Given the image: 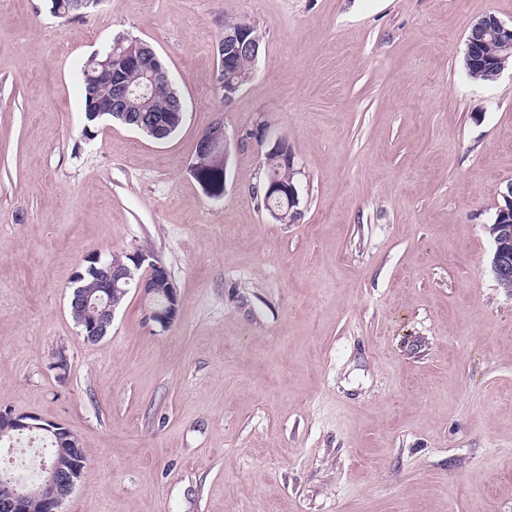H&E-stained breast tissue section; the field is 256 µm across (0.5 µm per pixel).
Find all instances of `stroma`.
<instances>
[{
    "mask_svg": "<svg viewBox=\"0 0 512 512\" xmlns=\"http://www.w3.org/2000/svg\"><path fill=\"white\" fill-rule=\"evenodd\" d=\"M512 0H100L79 19L0 0V409L62 424L87 467L62 512H512V294L489 233L512 180V65L465 66ZM263 36L224 105V22ZM150 43L186 104L156 142L84 131L82 69ZM223 122L224 192L194 173ZM259 122L288 142L302 216L255 188ZM140 253L180 299L129 290L104 339L70 285ZM67 370L58 373V355Z\"/></svg>",
    "mask_w": 512,
    "mask_h": 512,
    "instance_id": "1",
    "label": "stroma"
}]
</instances>
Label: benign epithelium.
<instances>
[{"instance_id": "7a95c632", "label": "benign epithelium", "mask_w": 512, "mask_h": 512, "mask_svg": "<svg viewBox=\"0 0 512 512\" xmlns=\"http://www.w3.org/2000/svg\"><path fill=\"white\" fill-rule=\"evenodd\" d=\"M495 41L496 50L489 52L487 42ZM262 43V35L257 28L245 19H238L232 28L224 31V39L214 49L219 60L215 75L216 89L224 99V105H230L243 85L250 81L255 71L245 77H232L230 73L236 65V58L247 48L257 52ZM122 39L117 44L106 48L103 52H95L89 65H96L101 73L109 76L111 96L99 110L90 114L94 119L102 121L110 118L121 120L125 125L145 132L150 138H165L175 129L169 117H155L144 113L136 114L131 107L133 101L145 97L152 89L165 85L172 93L177 94L173 78L156 53L123 58L126 66H134L141 71L142 89L137 90L127 81L124 72L117 66H111L118 52ZM512 59V24L501 21L489 14L477 21L470 29L466 40V61L469 65H479L493 71V77H498L509 60ZM267 126L258 124L243 132L238 141L255 142L259 145L267 141ZM197 154L208 156L227 166L229 142L224 135L219 137L203 134L197 142ZM260 190L263 199L272 195H282L288 202V210L282 212L270 209L271 219L279 224L291 223L301 215L299 209V192L296 183L285 182L263 172ZM504 205L500 206L496 215V227L500 233L494 238L495 251L492 260V270L499 287L512 291V181L502 192ZM131 263L124 261L121 253L111 254L110 259L101 257L98 253L86 257V262L100 265V278L92 293H87L79 287L75 290L70 303L71 313L86 329V336L97 340L107 335L112 325L115 307L113 295L126 292L134 287L141 295L146 320L152 321L164 329L169 328L178 318L180 301L175 288L159 291L160 282L169 278L167 270L149 260V255L143 253L131 254ZM38 431L43 436L53 440V443L66 444L72 448L81 447L76 434L59 423H49L37 416L0 412V440H10L14 434ZM80 472L74 466L67 468L55 460L45 467L39 477L31 482H21L14 478H3L5 484H14L9 498L0 503V512H28V504L38 500L44 512H61V506L74 492Z\"/></svg>"}]
</instances>
